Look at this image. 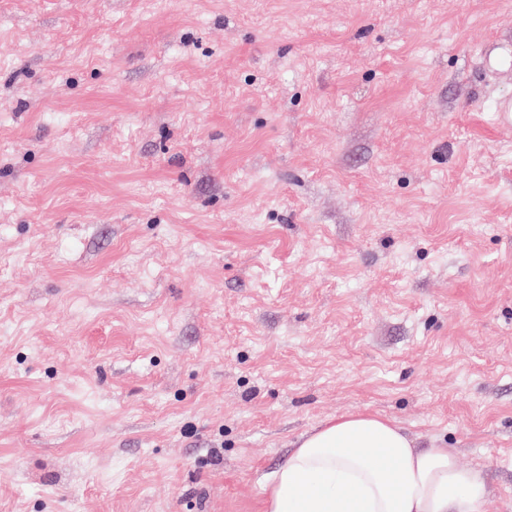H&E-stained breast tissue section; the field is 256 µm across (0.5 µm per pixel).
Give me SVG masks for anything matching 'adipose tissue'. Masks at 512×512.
Here are the masks:
<instances>
[{
	"label": "adipose tissue",
	"mask_w": 512,
	"mask_h": 512,
	"mask_svg": "<svg viewBox=\"0 0 512 512\" xmlns=\"http://www.w3.org/2000/svg\"><path fill=\"white\" fill-rule=\"evenodd\" d=\"M267 512H487L485 478L393 419L345 414L303 435L266 481Z\"/></svg>",
	"instance_id": "ef3b65f1"
}]
</instances>
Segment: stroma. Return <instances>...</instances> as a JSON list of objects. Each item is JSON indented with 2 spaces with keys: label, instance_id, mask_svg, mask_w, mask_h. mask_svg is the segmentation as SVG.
<instances>
[{
  "label": "stroma",
  "instance_id": "1",
  "mask_svg": "<svg viewBox=\"0 0 512 512\" xmlns=\"http://www.w3.org/2000/svg\"><path fill=\"white\" fill-rule=\"evenodd\" d=\"M512 0H0V512H266L350 413L512 512Z\"/></svg>",
  "mask_w": 512,
  "mask_h": 512
}]
</instances>
